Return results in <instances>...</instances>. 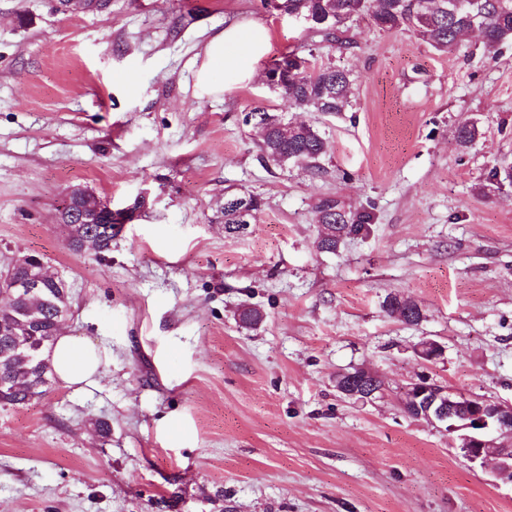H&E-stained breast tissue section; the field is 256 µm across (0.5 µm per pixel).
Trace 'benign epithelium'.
<instances>
[{
    "instance_id": "obj_1",
    "label": "benign epithelium",
    "mask_w": 512,
    "mask_h": 512,
    "mask_svg": "<svg viewBox=\"0 0 512 512\" xmlns=\"http://www.w3.org/2000/svg\"><path fill=\"white\" fill-rule=\"evenodd\" d=\"M137 208L131 206L123 212L112 210L110 201L96 191L73 186L65 196L58 210L57 221L65 226L74 224H96L103 217L107 233L112 225L125 224L133 218ZM47 263L37 254H24L0 273V286L18 301L25 302L44 288ZM416 353L425 362L441 357L443 347L433 339H423L416 345ZM378 389L367 383L364 377H352L344 383L343 394L359 401L372 398ZM424 399L425 418L432 424H439L447 431L461 432L460 448L464 457L471 462L496 461V475L512 483V444L504 446L490 438L493 431L512 437L504 430V424L512 422V404H498L448 391V388L432 382L427 375L420 376L404 391L403 400L416 402Z\"/></svg>"
}]
</instances>
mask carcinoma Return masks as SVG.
<instances>
[{"label":"carcinoma","mask_w":512,"mask_h":512,"mask_svg":"<svg viewBox=\"0 0 512 512\" xmlns=\"http://www.w3.org/2000/svg\"><path fill=\"white\" fill-rule=\"evenodd\" d=\"M335 14L326 18L328 0H282L288 15L312 18L310 28L325 41L338 40V32L354 17L368 16L382 31L409 30L439 52L459 43L472 25L483 30L486 47L495 48L512 42V0H467L464 11L448 13V0H335ZM280 83L279 94L288 106L306 112H342L350 104L353 80L349 72L333 66L309 70L306 59L290 53L266 69ZM248 115L260 139L262 158L282 167L303 164L321 171L327 152L325 138L312 126L282 129L283 120L263 108H253ZM479 127L472 122L456 129L461 149L468 148L478 137ZM237 205L224 208V223L251 224L262 207L255 194H226L224 200ZM321 225L319 247L334 252L344 239L369 230L374 221L373 207L347 211L339 202L326 197L315 206ZM99 225L77 224L72 227L69 247L83 252L84 242L98 235ZM384 311L394 317H406L417 324L422 309L399 293H390L383 302ZM69 296L50 286L41 297L24 304L14 300L0 287V377L9 383L0 388V407L23 406L34 395H41L51 385L53 372L49 351L55 340L57 322L66 318Z\"/></svg>","instance_id":"cac0c4a2"}]
</instances>
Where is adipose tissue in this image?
<instances>
[{"label": "adipose tissue", "mask_w": 512, "mask_h": 512, "mask_svg": "<svg viewBox=\"0 0 512 512\" xmlns=\"http://www.w3.org/2000/svg\"><path fill=\"white\" fill-rule=\"evenodd\" d=\"M270 49V35L260 21L232 22L216 33L205 47L201 61L194 64L198 86L218 94L226 84L252 82L256 65ZM53 371L65 386L77 391L96 386L102 374L101 348L86 336L59 334L51 353Z\"/></svg>", "instance_id": "1"}]
</instances>
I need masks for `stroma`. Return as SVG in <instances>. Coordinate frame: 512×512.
Returning <instances> with one entry per match:
<instances>
[{"label": "stroma", "instance_id": "1", "mask_svg": "<svg viewBox=\"0 0 512 512\" xmlns=\"http://www.w3.org/2000/svg\"><path fill=\"white\" fill-rule=\"evenodd\" d=\"M249 19L270 34L259 69L293 52L347 70L350 106L198 88L209 38ZM255 107L314 126L321 171L262 162ZM505 157L512 44L474 33L442 53L366 17L326 42L260 0H0V271L43 256L68 284L64 331L108 351L96 388L56 381L0 409V512H512L493 464L400 403L424 373L512 404V183L480 191ZM74 185L116 210L146 200L104 255L70 250L56 222ZM228 190L263 200L235 237ZM324 197L373 205L370 234L320 250ZM391 293L423 319L388 316ZM425 337L438 360L415 354ZM359 367L383 381L364 403L336 389Z\"/></svg>", "mask_w": 512, "mask_h": 512}]
</instances>
